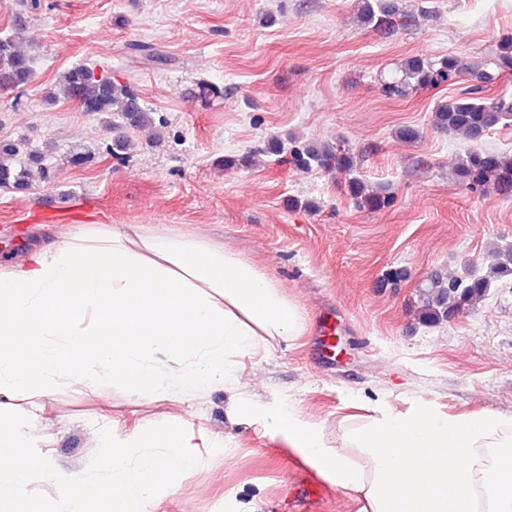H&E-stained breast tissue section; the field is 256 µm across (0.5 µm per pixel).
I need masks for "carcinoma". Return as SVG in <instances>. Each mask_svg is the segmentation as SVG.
Masks as SVG:
<instances>
[{
	"instance_id": "1",
	"label": "carcinoma",
	"mask_w": 512,
	"mask_h": 512,
	"mask_svg": "<svg viewBox=\"0 0 512 512\" xmlns=\"http://www.w3.org/2000/svg\"><path fill=\"white\" fill-rule=\"evenodd\" d=\"M362 24L375 30H390L402 17L395 0H357ZM32 57L28 44L17 29L12 35L0 37V90H15L29 84L33 77ZM490 64L466 61L448 55L437 61L414 56L401 64L399 74L384 82L382 91L388 98H403L417 89H435L452 85L465 76L469 86L461 96L439 102L432 113L433 126L441 131L458 134L477 142L500 124L512 122V100L489 97L486 89L494 73L512 74V36L503 37L491 51ZM59 97L75 101L85 112L109 114V128L116 132L112 139V155L117 157L135 148L131 132L153 124V112L129 85L82 65L70 70L63 78ZM288 149L290 162L297 168L336 171L344 175L346 195L359 209L372 212L389 209L395 197L384 190H374L359 175L360 164L352 152H344L329 144L288 139V145L277 143V152ZM24 154L20 144L0 141V188L26 190L36 179L50 183L55 172L44 164L41 156ZM456 178L466 190L482 193L488 190L512 197V155L486 149H471L460 158ZM512 278V246H495L493 262L481 276L461 277L455 272L439 269L429 274L420 285L416 307L418 320L427 325L450 321L460 311L482 301L492 284Z\"/></svg>"
}]
</instances>
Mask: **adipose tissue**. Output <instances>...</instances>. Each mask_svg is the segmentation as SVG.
Returning a JSON list of instances; mask_svg holds the SVG:
<instances>
[{"instance_id":"obj_1","label":"adipose tissue","mask_w":512,"mask_h":512,"mask_svg":"<svg viewBox=\"0 0 512 512\" xmlns=\"http://www.w3.org/2000/svg\"><path fill=\"white\" fill-rule=\"evenodd\" d=\"M299 305L257 265L223 244L170 227L77 224L0 269V512H44L29 492L45 474L27 424L7 408L109 377L137 399L224 385L235 357L304 331ZM265 427L362 512H512V416L450 414L421 401L342 420L336 430L282 403ZM207 432L143 423L100 459L111 477L57 480L67 512L93 499L133 512L175 475L194 470Z\"/></svg>"}]
</instances>
